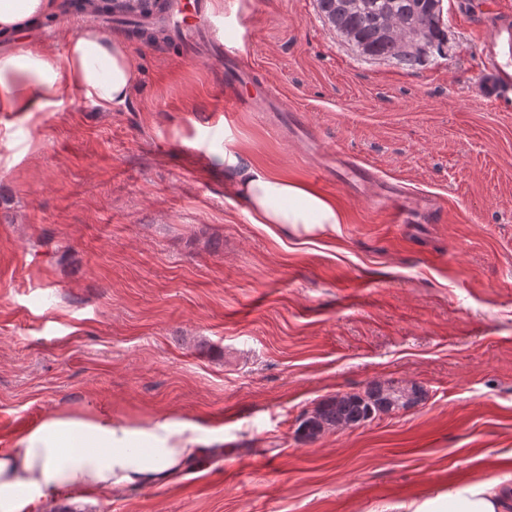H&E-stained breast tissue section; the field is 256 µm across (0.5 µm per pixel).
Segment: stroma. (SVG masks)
Listing matches in <instances>:
<instances>
[{"instance_id":"35a3bbf8","label":"stroma","mask_w":512,"mask_h":512,"mask_svg":"<svg viewBox=\"0 0 512 512\" xmlns=\"http://www.w3.org/2000/svg\"><path fill=\"white\" fill-rule=\"evenodd\" d=\"M491 7L512 17V0H443L447 50L407 69L361 56L314 0H222L280 111L219 120L223 70L135 36L121 110L0 114V447L88 405L224 430L171 483L42 512H384L512 479V109L481 93ZM228 132L336 200L334 241L251 224L206 161ZM340 153L374 179L348 185ZM386 182L442 208L389 223ZM388 382L425 397L299 434L321 401Z\"/></svg>"}]
</instances>
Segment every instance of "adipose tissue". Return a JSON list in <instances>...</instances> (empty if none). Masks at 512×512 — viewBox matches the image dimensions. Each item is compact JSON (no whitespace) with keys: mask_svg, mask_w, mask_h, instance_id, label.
I'll use <instances>...</instances> for the list:
<instances>
[{"mask_svg":"<svg viewBox=\"0 0 512 512\" xmlns=\"http://www.w3.org/2000/svg\"><path fill=\"white\" fill-rule=\"evenodd\" d=\"M60 7V0H0V41L37 28ZM139 80L128 39L87 23L60 45L27 43L0 53V112H51L75 95L97 111L115 112ZM215 162L228 190L246 203L250 222L276 239L329 241L345 221L333 199L246 162L232 134ZM223 440L221 432L206 434L197 420L171 413L133 421L89 407L56 410L0 448V512H36L69 490L120 494L165 484ZM440 499L447 512H506L512 484L476 478L449 484Z\"/></svg>","mask_w":512,"mask_h":512,"instance_id":"adipose-tissue-1","label":"adipose tissue"}]
</instances>
